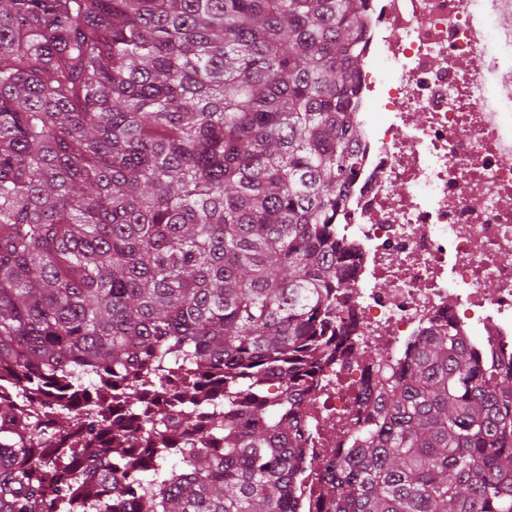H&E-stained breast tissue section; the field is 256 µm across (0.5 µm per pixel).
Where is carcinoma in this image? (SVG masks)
I'll use <instances>...</instances> for the list:
<instances>
[{
    "instance_id": "cac0c4a2",
    "label": "carcinoma",
    "mask_w": 512,
    "mask_h": 512,
    "mask_svg": "<svg viewBox=\"0 0 512 512\" xmlns=\"http://www.w3.org/2000/svg\"><path fill=\"white\" fill-rule=\"evenodd\" d=\"M365 2L0 0V512H295ZM321 471L512 512V369L429 332Z\"/></svg>"
}]
</instances>
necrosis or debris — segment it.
I'll return each instance as SVG.
<instances>
[{
	"label": "necrosis or debris",
	"mask_w": 512,
	"mask_h": 512,
	"mask_svg": "<svg viewBox=\"0 0 512 512\" xmlns=\"http://www.w3.org/2000/svg\"><path fill=\"white\" fill-rule=\"evenodd\" d=\"M512 0H367L359 170L336 231L356 326L299 405L309 458L355 447L419 336L512 362Z\"/></svg>",
	"instance_id": "1"
}]
</instances>
